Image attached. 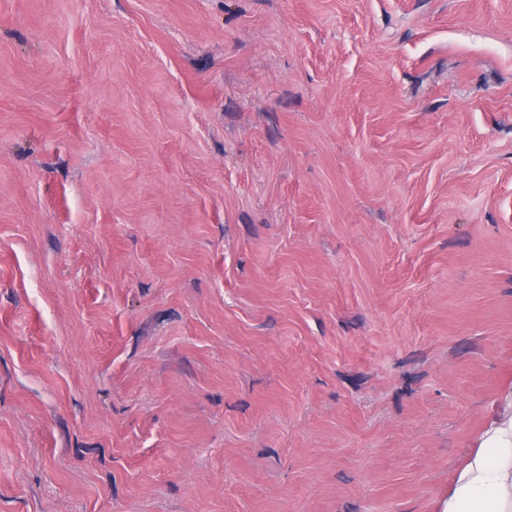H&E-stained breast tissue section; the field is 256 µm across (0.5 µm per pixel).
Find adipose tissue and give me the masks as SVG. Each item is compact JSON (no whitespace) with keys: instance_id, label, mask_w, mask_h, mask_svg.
I'll return each mask as SVG.
<instances>
[{"instance_id":"ef3b65f1","label":"adipose tissue","mask_w":512,"mask_h":512,"mask_svg":"<svg viewBox=\"0 0 512 512\" xmlns=\"http://www.w3.org/2000/svg\"><path fill=\"white\" fill-rule=\"evenodd\" d=\"M448 488L440 512H512V394Z\"/></svg>"}]
</instances>
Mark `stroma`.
I'll return each mask as SVG.
<instances>
[{"mask_svg":"<svg viewBox=\"0 0 512 512\" xmlns=\"http://www.w3.org/2000/svg\"><path fill=\"white\" fill-rule=\"evenodd\" d=\"M512 391V0H0V512H439Z\"/></svg>","mask_w":512,"mask_h":512,"instance_id":"stroma-1","label":"stroma"}]
</instances>
